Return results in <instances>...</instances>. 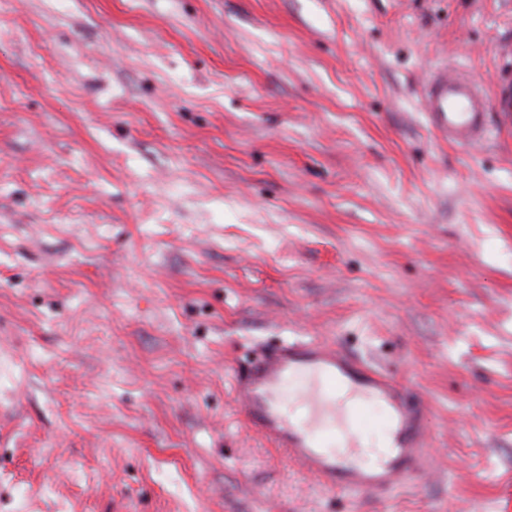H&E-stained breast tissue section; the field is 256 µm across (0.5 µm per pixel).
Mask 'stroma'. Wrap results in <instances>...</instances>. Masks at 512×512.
I'll list each match as a JSON object with an SVG mask.
<instances>
[{
  "label": "stroma",
  "instance_id": "1",
  "mask_svg": "<svg viewBox=\"0 0 512 512\" xmlns=\"http://www.w3.org/2000/svg\"><path fill=\"white\" fill-rule=\"evenodd\" d=\"M512 0H0V512H512ZM314 339L429 405L415 489L322 486L232 376ZM423 98L431 125L448 143L482 142L492 113L512 123V75L501 77L489 95L479 80L443 68L433 74Z\"/></svg>",
  "mask_w": 512,
  "mask_h": 512
}]
</instances>
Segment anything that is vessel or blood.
I'll list each match as a JSON object with an SVG mask.
<instances>
[{
  "label": "vessel or blood",
  "instance_id": "b4317fda",
  "mask_svg": "<svg viewBox=\"0 0 512 512\" xmlns=\"http://www.w3.org/2000/svg\"><path fill=\"white\" fill-rule=\"evenodd\" d=\"M423 98L431 125L452 144L482 142L490 116L512 123V75L489 94L479 80L444 68L433 74ZM233 390L250 429L325 487L379 494L407 483L422 466L426 404L407 383L336 347L280 343L236 372ZM295 402L307 418L294 416ZM372 410L389 444L374 464L359 466L351 461L357 450L352 432Z\"/></svg>",
  "mask_w": 512,
  "mask_h": 512
}]
</instances>
